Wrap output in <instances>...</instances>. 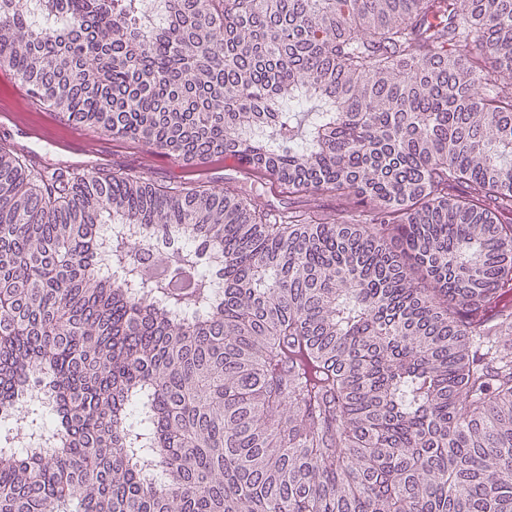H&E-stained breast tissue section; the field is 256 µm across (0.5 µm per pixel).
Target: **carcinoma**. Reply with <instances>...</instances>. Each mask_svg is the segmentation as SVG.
<instances>
[{"label": "carcinoma", "instance_id": "cac0c4a2", "mask_svg": "<svg viewBox=\"0 0 512 512\" xmlns=\"http://www.w3.org/2000/svg\"><path fill=\"white\" fill-rule=\"evenodd\" d=\"M46 2L33 97L340 211L1 143L0 512H512V0ZM242 187L252 193L261 202L262 206L273 213L288 210V208L306 206H312L326 212H336L339 209L336 197L326 195H288L277 185L264 179L263 176L260 177V175L242 184Z\"/></svg>", "mask_w": 512, "mask_h": 512}]
</instances>
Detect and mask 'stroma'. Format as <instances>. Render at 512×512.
I'll return each mask as SVG.
<instances>
[{"instance_id": "stroma-1", "label": "stroma", "mask_w": 512, "mask_h": 512, "mask_svg": "<svg viewBox=\"0 0 512 512\" xmlns=\"http://www.w3.org/2000/svg\"><path fill=\"white\" fill-rule=\"evenodd\" d=\"M0 108L13 115V130L0 131V141L22 145L44 168L68 166L88 173L138 171L158 184L185 180L218 193L242 183L262 206L274 213L306 206L326 212L339 209L338 201L332 196H293L260 176L242 181L237 165L227 163L220 153L203 161L189 162L175 155L155 152L132 139L112 137L87 125L74 129L71 120L59 112L33 110L32 98L25 87L6 71H0Z\"/></svg>"}]
</instances>
